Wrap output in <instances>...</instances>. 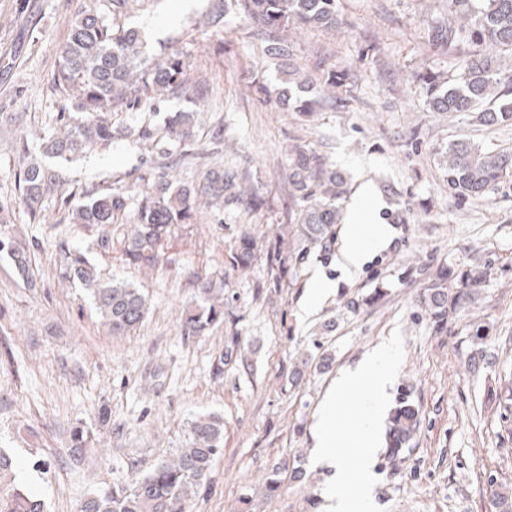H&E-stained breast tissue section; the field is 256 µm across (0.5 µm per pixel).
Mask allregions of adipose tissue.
<instances>
[{"instance_id": "ef3b65f1", "label": "adipose tissue", "mask_w": 512, "mask_h": 512, "mask_svg": "<svg viewBox=\"0 0 512 512\" xmlns=\"http://www.w3.org/2000/svg\"><path fill=\"white\" fill-rule=\"evenodd\" d=\"M378 208L372 186L360 184L345 216V231L338 252L337 264L346 276H356L366 264L370 252L387 242L384 230L375 220ZM394 361L393 344L379 345L356 366L340 373L320 406L313 430V463L332 471L323 494L331 501L333 512H372L370 481H363L357 498H349L344 493L348 481L346 449L350 442L347 436L337 431L336 419L347 403H354V425L363 444L356 456V467L367 476L378 442L386 392L394 378Z\"/></svg>"}]
</instances>
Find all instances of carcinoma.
Wrapping results in <instances>:
<instances>
[{
    "label": "carcinoma",
    "mask_w": 512,
    "mask_h": 512,
    "mask_svg": "<svg viewBox=\"0 0 512 512\" xmlns=\"http://www.w3.org/2000/svg\"><path fill=\"white\" fill-rule=\"evenodd\" d=\"M155 0H103V10H82L71 24L66 43L59 50L54 73L55 90L73 100L82 120L62 133L41 139L44 156L69 161L93 146L112 143L115 132L110 116L114 112L157 110L165 97L180 94L194 99L206 88L189 82V65L176 52L151 58L142 32L128 24L133 6ZM236 10L261 32L275 54L283 51L281 36L290 29L335 30L343 24L337 0H213L208 24L224 26L230 10ZM428 42L450 55L463 51L460 72L446 74L425 69L413 73L424 87L434 112L479 111L483 124L512 121V74L499 66L512 57V0H449L448 17L427 21ZM342 78L334 71L320 76V87L328 101L336 95ZM194 115L178 112L166 132L188 138ZM294 202L296 242L283 248L272 244L261 251L257 238L241 235L228 255L232 269L246 273L260 253H265L269 283L282 287L283 281L297 282L300 266L311 249H325L336 237L339 203L348 192L344 176L332 169L313 149L294 146L289 151ZM448 189L462 198L484 199L512 179V151L485 152L474 142L457 140L448 145L443 164ZM55 171L37 159L22 167L18 178L19 203L35 219L56 185ZM246 178L231 169H213L199 183L174 184L161 179L151 189L132 196L118 189L86 194L72 206L74 224L110 225L136 200L132 229L126 238V254L140 265L153 267L159 248L177 224L194 223L204 204L221 203L258 209L263 198L257 188L245 187ZM11 258L16 269L28 272L30 255L13 240L0 238V253ZM61 277L80 284L91 297L102 319L114 335L134 332L148 309L145 296L116 280L100 277L95 266L79 249L65 250ZM447 271L428 282L426 308L432 326L438 328L463 308V290L474 288L487 271H465L459 279ZM194 305L184 309V323L191 335L199 336L224 323V275L217 274L198 284ZM239 349V338L230 337L213 358L211 375L224 377L227 365ZM415 410L404 405L392 417L390 455L398 456L408 443ZM224 451V421L217 415L199 416L188 422L185 442L175 456L156 464L147 474L108 492L84 499L78 512H183L188 497L203 486L215 458ZM11 456L0 450V512H46L45 503L12 481Z\"/></svg>",
    "instance_id": "cac0c4a2"
}]
</instances>
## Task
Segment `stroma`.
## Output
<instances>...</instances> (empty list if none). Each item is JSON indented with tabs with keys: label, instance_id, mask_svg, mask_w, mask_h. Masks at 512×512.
Instances as JSON below:
<instances>
[{
	"label": "stroma",
	"instance_id": "1",
	"mask_svg": "<svg viewBox=\"0 0 512 512\" xmlns=\"http://www.w3.org/2000/svg\"><path fill=\"white\" fill-rule=\"evenodd\" d=\"M334 32L298 29L289 52L275 57L244 21L228 13L223 30L204 27L210 0H160L132 21L153 52H179L191 80L209 92L197 103L169 96L157 112H116L111 146L85 151L58 167L59 189L33 223L15 208L0 236L25 244L28 273L0 254V448L13 457L18 482L47 512H77L90 494L131 481L173 455L186 423L224 419V452L185 512H328L322 497L330 472L311 463L319 405L344 368L391 341L395 379L386 410L408 401L417 427L398 457L375 453V512H503L512 499V184L486 200L448 188L440 164L449 143L467 138L488 151L512 149V122L487 126L470 112H434L414 71L452 72L456 56L423 38V20L448 0H338ZM99 0H0V198L16 195L24 150L78 119L53 88L58 50L72 19ZM346 73L345 106L319 98L323 70ZM267 97L247 91L253 79ZM305 83L313 112L279 99L286 79ZM194 112L189 138L165 131L168 117ZM143 126L148 142L129 138ZM224 140L215 143L216 127ZM309 145L344 173L350 187L370 182L382 202L378 223L387 246L348 278L337 247L313 250L293 287L269 285L265 259L249 274L233 270L228 252L242 233L273 243L292 216L288 152ZM206 146L214 162L238 169L266 207L203 209L176 225L156 267L127 258L130 215L106 227L73 224L64 197L91 190L139 191L187 150ZM108 244H101V237ZM82 249L103 278L139 288L150 300L142 326L127 336L104 327L88 294L60 278L62 251ZM484 267L488 275L442 329L429 321L425 287L447 269ZM320 272L334 292L313 316L300 305ZM223 273L224 324L188 335L181 319L196 283ZM241 360L223 379L211 359L229 336ZM303 371L300 383L292 374ZM108 410V423L99 413ZM95 440L85 458L72 452L71 431ZM288 463L276 494L272 464ZM303 470L294 479L290 469Z\"/></svg>",
	"mask_w": 512,
	"mask_h": 512
}]
</instances>
